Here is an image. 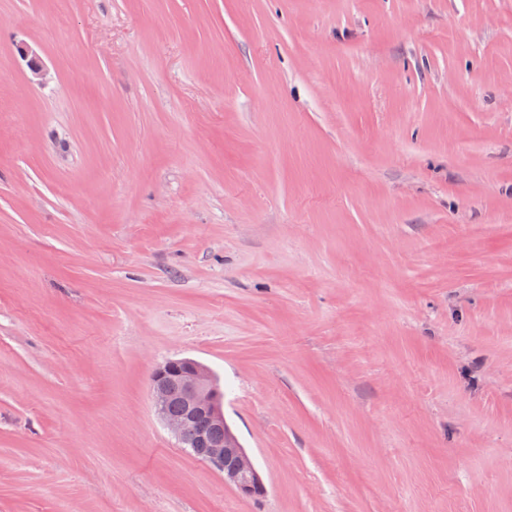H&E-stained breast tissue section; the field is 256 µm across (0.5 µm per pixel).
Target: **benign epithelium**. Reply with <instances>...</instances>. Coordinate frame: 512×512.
Here are the masks:
<instances>
[{"label": "benign epithelium", "instance_id": "1", "mask_svg": "<svg viewBox=\"0 0 512 512\" xmlns=\"http://www.w3.org/2000/svg\"><path fill=\"white\" fill-rule=\"evenodd\" d=\"M17 51L32 76L39 81L45 79L46 72L36 51L25 43L18 45ZM150 380L157 414L193 457L224 474V481L244 496L265 492L251 457L224 417L223 399L210 369L191 358L169 360L152 369ZM173 385L180 387L184 401V412L178 416L166 408ZM195 418L204 420V428L193 441L186 442L184 428L188 420Z\"/></svg>", "mask_w": 512, "mask_h": 512}]
</instances>
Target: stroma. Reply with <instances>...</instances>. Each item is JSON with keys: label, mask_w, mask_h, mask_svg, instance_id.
<instances>
[{"label": "stroma", "mask_w": 512, "mask_h": 512, "mask_svg": "<svg viewBox=\"0 0 512 512\" xmlns=\"http://www.w3.org/2000/svg\"><path fill=\"white\" fill-rule=\"evenodd\" d=\"M0 107V512H512V0H0ZM151 391L155 410L166 427L188 448L196 459L224 474L225 482L235 486L244 496L265 493V485L251 457L241 446L224 417L223 399L214 375L203 364L191 358L169 360L152 369ZM181 389L184 412L177 394L171 396V386ZM173 414L167 411L166 404ZM202 418L204 428L190 419ZM185 429V440L183 432Z\"/></svg>", "instance_id": "1"}]
</instances>
